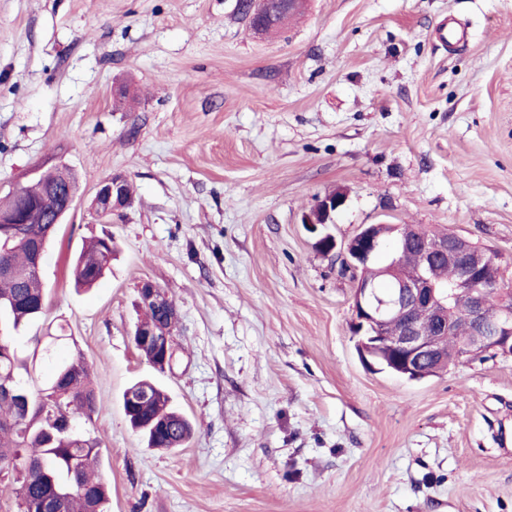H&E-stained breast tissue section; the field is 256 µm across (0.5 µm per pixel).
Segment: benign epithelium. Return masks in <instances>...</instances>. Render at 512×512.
Listing matches in <instances>:
<instances>
[{
  "label": "benign epithelium",
  "instance_id": "7a95c632",
  "mask_svg": "<svg viewBox=\"0 0 512 512\" xmlns=\"http://www.w3.org/2000/svg\"><path fill=\"white\" fill-rule=\"evenodd\" d=\"M126 182L124 176L113 175L98 184L94 209L99 216L109 217L133 204V200L125 193ZM77 196L78 188L72 184L46 201L45 210L52 223H65ZM345 202L346 195L341 191L319 197L312 209L303 215L302 223L308 232L316 235L318 248L326 255H336L347 272L354 275L351 328L353 334L360 337L357 345L364 362L372 367L374 359H382L387 354L393 357L392 373L410 381H419L424 378L419 367L423 358L443 359L440 336L448 332L450 325V296L448 289L437 287L431 279V269L439 264L455 269L458 275L456 287L462 289L466 300L465 318L475 340L463 354L477 359L491 351L498 357H512L511 316H506L505 322L498 326L497 335L488 336L484 333L488 320L486 289L502 285L498 260L458 234L448 232L443 236H431L411 226L401 228L391 224L389 228L394 233L395 246L387 255L386 269L397 267V256L415 246L420 271L414 278L397 274V292L392 299L385 300L378 295L374 285L363 277V271L377 260V254L382 250L384 232L381 231V225H364L358 233L341 244L331 234L319 230L321 226L334 223L336 211ZM138 292L143 304L159 305L163 301L162 289L150 281L143 282ZM421 314L433 319L436 335L426 333L415 321ZM177 319L178 316L173 314L169 320L154 325L139 324L133 332L140 342L154 350L166 367L172 364L171 354L175 347L172 322ZM390 320L401 322L402 331L387 339L382 328Z\"/></svg>",
  "mask_w": 512,
  "mask_h": 512
}]
</instances>
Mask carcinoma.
Masks as SVG:
<instances>
[{"mask_svg": "<svg viewBox=\"0 0 512 512\" xmlns=\"http://www.w3.org/2000/svg\"><path fill=\"white\" fill-rule=\"evenodd\" d=\"M270 9L267 32L300 11L283 5L282 0H270ZM10 228L0 224V475L15 471L25 480L16 491L26 500L24 512H39L47 498L56 502V512H110L109 483L97 469L99 451L78 427L79 419H89L98 410L88 363L80 353L69 360H56L51 341L27 356L15 343L14 334L46 309L48 294L42 276L32 271L33 252L37 242L55 232L56 225H28L29 239L10 238ZM108 241L112 237L90 241L74 259L71 275L76 286H93L109 268L112 248L106 245ZM364 277L383 295L395 291L394 277L381 274L377 265L365 270ZM487 303L489 317L499 319L503 295L498 288H489ZM451 306L455 330L444 337L443 352L453 357V365L470 363V358L457 357L458 347L471 335L461 315L460 296L451 300ZM43 361L50 369L48 388L30 393L19 386L22 376L32 377ZM6 386L18 387L25 398L2 392ZM129 389L149 394L138 407L123 408L148 447L174 450L192 438L191 421L169 406L167 395L156 384L141 380Z\"/></svg>", "mask_w": 512, "mask_h": 512, "instance_id": "carcinoma-1", "label": "carcinoma"}]
</instances>
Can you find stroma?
<instances>
[{"instance_id":"35a3bbf8","label":"stroma","mask_w":512,"mask_h":512,"mask_svg":"<svg viewBox=\"0 0 512 512\" xmlns=\"http://www.w3.org/2000/svg\"><path fill=\"white\" fill-rule=\"evenodd\" d=\"M452 20L463 42L441 43ZM78 177L45 315L20 332L92 369L111 512H512V358L410 382L362 362L326 230L419 224L498 254L512 287V0H306L255 34L237 0H0V197L54 158ZM131 208L98 217L100 181ZM111 233L109 272L73 257ZM169 290L178 363L132 342ZM158 383L195 432L147 447L122 394ZM126 182L127 179L124 176L113 175L98 184L94 197V209L100 217H109L114 212L133 204V189L131 184ZM96 238L86 244L71 267V275L77 287L93 286L109 268L112 262V236ZM109 241L111 247L105 242Z\"/></svg>"}]
</instances>
